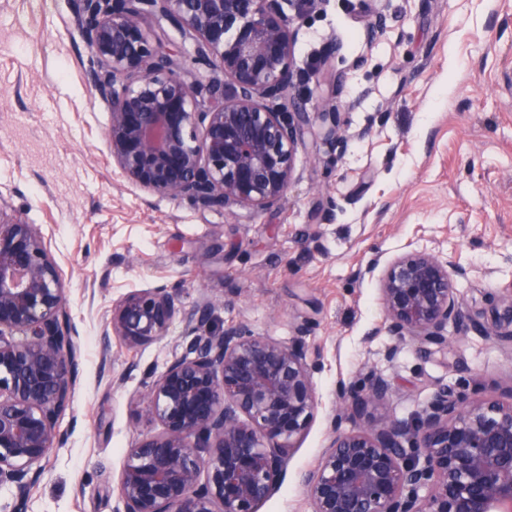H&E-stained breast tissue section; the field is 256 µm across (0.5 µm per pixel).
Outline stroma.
Instances as JSON below:
<instances>
[{"label":"stroma","instance_id":"stroma-1","mask_svg":"<svg viewBox=\"0 0 512 512\" xmlns=\"http://www.w3.org/2000/svg\"><path fill=\"white\" fill-rule=\"evenodd\" d=\"M377 10L386 26L371 38ZM296 26L299 69L336 48L344 145L307 132L286 199L255 214L128 182L106 147L75 0H0V195L59 268L77 361L28 512H113L127 448L158 431L138 400L145 373L178 353L181 324L133 351L103 334L113 302L147 288L180 289L187 307L207 299L214 330L320 351L317 413L259 512H312L299 475L332 433L338 379L361 368L392 386L366 409L372 426L410 418L439 384L512 396V345L465 325L449 326L445 351L410 343L387 359L379 277L358 274L371 257L425 251L466 269L456 289L471 311H490L512 285V0H323Z\"/></svg>","mask_w":512,"mask_h":512}]
</instances>
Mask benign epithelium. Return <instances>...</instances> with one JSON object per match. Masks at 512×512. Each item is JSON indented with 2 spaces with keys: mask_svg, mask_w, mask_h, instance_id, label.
<instances>
[{
  "mask_svg": "<svg viewBox=\"0 0 512 512\" xmlns=\"http://www.w3.org/2000/svg\"><path fill=\"white\" fill-rule=\"evenodd\" d=\"M320 2L76 0L78 32L96 59L89 84L109 112L112 165L150 193L204 208L280 204L309 124L294 97L295 19ZM151 17L190 38L214 72L185 69ZM315 119L326 141L344 142L332 105ZM7 207L0 196V487L17 490L10 512H28L72 402L75 344L58 267L36 225ZM465 276L420 251L385 266L378 331L393 339L387 358L408 342L426 354L448 347L450 322L484 328L485 313L464 311L457 297ZM508 290L492 325L512 344ZM176 322L181 352L148 376L142 402L161 430L127 450L114 512H259L314 419L320 353L241 326L215 332L208 303L188 309L166 287L118 301L110 327L136 349ZM390 392L371 369L338 380L334 436L300 476L312 512H512V397L439 385L407 420L358 422Z\"/></svg>",
  "mask_w": 512,
  "mask_h": 512,
  "instance_id": "1",
  "label": "benign epithelium"
}]
</instances>
